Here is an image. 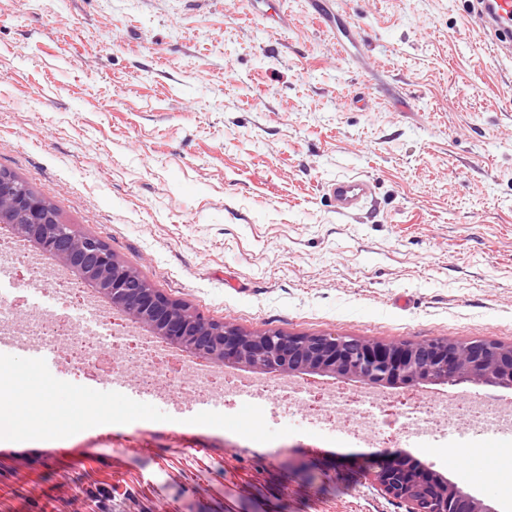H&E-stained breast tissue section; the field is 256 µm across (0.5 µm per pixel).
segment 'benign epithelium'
I'll use <instances>...</instances> for the list:
<instances>
[{
	"label": "benign epithelium",
	"instance_id": "benign-epithelium-1",
	"mask_svg": "<svg viewBox=\"0 0 512 512\" xmlns=\"http://www.w3.org/2000/svg\"><path fill=\"white\" fill-rule=\"evenodd\" d=\"M0 224L37 253H48L108 299L128 323L193 363L246 367L272 377L318 374L355 378L373 387L473 384L512 388V346L435 339L382 343L325 334H249L172 300L125 266L107 244L56 217L24 182L0 175ZM372 483L406 512H497L484 500L405 457L375 461Z\"/></svg>",
	"mask_w": 512,
	"mask_h": 512
}]
</instances>
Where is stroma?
<instances>
[{
  "label": "stroma",
  "instance_id": "stroma-1",
  "mask_svg": "<svg viewBox=\"0 0 512 512\" xmlns=\"http://www.w3.org/2000/svg\"><path fill=\"white\" fill-rule=\"evenodd\" d=\"M0 0V169L167 297L242 331L512 345V56L468 0ZM375 193L342 217L326 184ZM172 422L0 442V512H405L390 450L512 512V459L351 409L368 445Z\"/></svg>",
  "mask_w": 512,
  "mask_h": 512
}]
</instances>
